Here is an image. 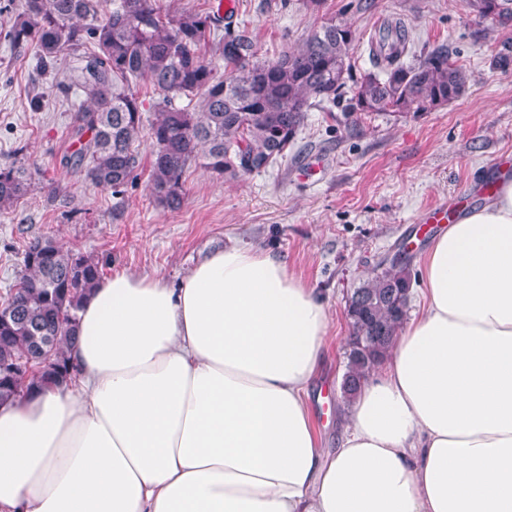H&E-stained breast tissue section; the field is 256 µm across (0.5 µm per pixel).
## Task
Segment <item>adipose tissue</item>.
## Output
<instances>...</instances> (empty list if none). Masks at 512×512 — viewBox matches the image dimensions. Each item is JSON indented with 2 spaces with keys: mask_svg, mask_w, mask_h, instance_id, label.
I'll return each instance as SVG.
<instances>
[{
  "mask_svg": "<svg viewBox=\"0 0 512 512\" xmlns=\"http://www.w3.org/2000/svg\"><path fill=\"white\" fill-rule=\"evenodd\" d=\"M422 274L331 450L307 402L329 316L285 259L100 280L74 377L0 404V512H512V177Z\"/></svg>",
  "mask_w": 512,
  "mask_h": 512,
  "instance_id": "1",
  "label": "adipose tissue"
}]
</instances>
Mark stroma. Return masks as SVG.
I'll list each match as a JSON object with an SVG mask.
<instances>
[{"label": "stroma", "instance_id": "obj_1", "mask_svg": "<svg viewBox=\"0 0 512 512\" xmlns=\"http://www.w3.org/2000/svg\"><path fill=\"white\" fill-rule=\"evenodd\" d=\"M356 4L236 0L233 20L248 27L261 61L296 49L328 20L347 23L359 72L380 27L399 19L411 52L447 47L470 77L467 92L429 112L365 116L354 135L340 110L313 108L287 156L264 172L226 179L190 166L183 203L171 210L150 195L149 137L139 142L142 164L122 194L63 167L75 149L76 98L59 89V74L37 69L33 50L14 48L8 32L23 0H0V168L21 166L31 177L28 194L0 211V304L37 236L92 256L104 276L160 275L173 285L215 250L273 251L327 307L328 348L308 403L323 447H335L349 339L344 306L359 275L403 246L422 259L429 241L417 230L427 209L457 197L481 205L503 164H512V67L491 66L512 52V25L478 21L462 0Z\"/></svg>", "mask_w": 512, "mask_h": 512}]
</instances>
